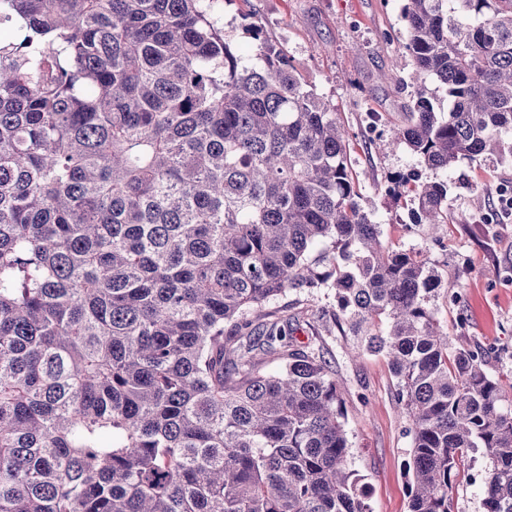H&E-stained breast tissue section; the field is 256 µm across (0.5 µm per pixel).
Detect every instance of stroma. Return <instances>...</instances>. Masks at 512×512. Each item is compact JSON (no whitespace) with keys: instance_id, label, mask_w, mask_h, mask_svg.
<instances>
[{"instance_id":"obj_1","label":"stroma","mask_w":512,"mask_h":512,"mask_svg":"<svg viewBox=\"0 0 512 512\" xmlns=\"http://www.w3.org/2000/svg\"><path fill=\"white\" fill-rule=\"evenodd\" d=\"M252 11L262 17L270 40L287 54L303 82L329 101L348 130L359 201L372 213L382 240L395 249L428 248L441 277L429 305L447 328L451 347H483L487 370L512 379V219L496 210L484 219L470 213L473 190L495 200L500 186L512 185V163L460 161L448 173V223L417 224L412 201L393 199L388 181L415 174L429 181L435 172L406 145L384 153L374 146L376 140L393 138L408 120L410 87L379 79L391 63L408 59L401 0H214V19L232 27V45L245 56L255 46L239 23ZM372 112L381 117L374 127L368 120ZM495 267L503 280L489 276ZM278 304L313 321L338 374L350 468L367 486L372 512H407L405 464L412 437L386 358H354L360 339L333 324L331 314L339 309L333 289L291 292ZM487 464L482 453L469 454L452 493V512H483L480 477Z\"/></svg>"}]
</instances>
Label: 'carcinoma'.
Returning a JSON list of instances; mask_svg holds the SVG:
<instances>
[{
    "label": "carcinoma",
    "mask_w": 512,
    "mask_h": 512,
    "mask_svg": "<svg viewBox=\"0 0 512 512\" xmlns=\"http://www.w3.org/2000/svg\"><path fill=\"white\" fill-rule=\"evenodd\" d=\"M211 3L0 0V512H371L318 332L266 310L322 287L397 380L408 512H451L478 448L484 512H512V382L448 353L439 274L382 244L334 109ZM401 18L414 96L383 148L512 160V0ZM389 193L448 221L446 179Z\"/></svg>",
    "instance_id": "obj_1"
}]
</instances>
